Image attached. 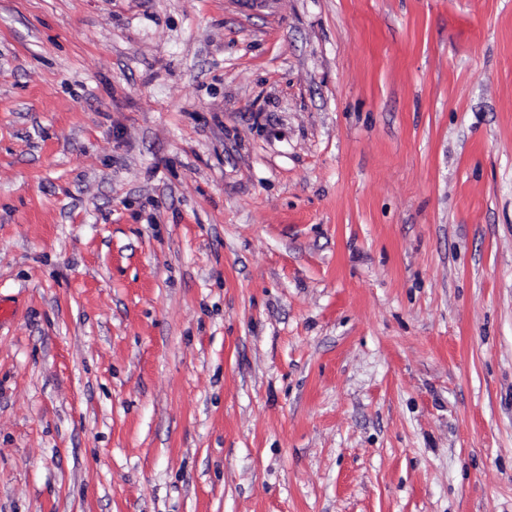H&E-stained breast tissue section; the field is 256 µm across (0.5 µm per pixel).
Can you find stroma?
Listing matches in <instances>:
<instances>
[{
    "instance_id": "obj_1",
    "label": "stroma",
    "mask_w": 512,
    "mask_h": 512,
    "mask_svg": "<svg viewBox=\"0 0 512 512\" xmlns=\"http://www.w3.org/2000/svg\"><path fill=\"white\" fill-rule=\"evenodd\" d=\"M0 512H512V0H0Z\"/></svg>"
}]
</instances>
